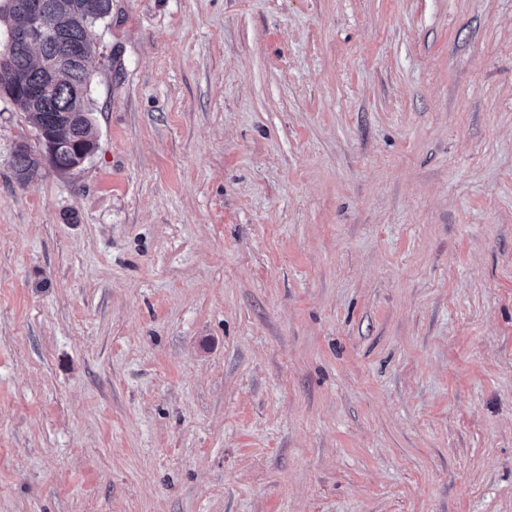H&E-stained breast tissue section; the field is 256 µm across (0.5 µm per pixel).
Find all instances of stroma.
<instances>
[{
    "label": "stroma",
    "mask_w": 512,
    "mask_h": 512,
    "mask_svg": "<svg viewBox=\"0 0 512 512\" xmlns=\"http://www.w3.org/2000/svg\"><path fill=\"white\" fill-rule=\"evenodd\" d=\"M94 153L0 98V512H512V0H112Z\"/></svg>",
    "instance_id": "35a3bbf8"
}]
</instances>
